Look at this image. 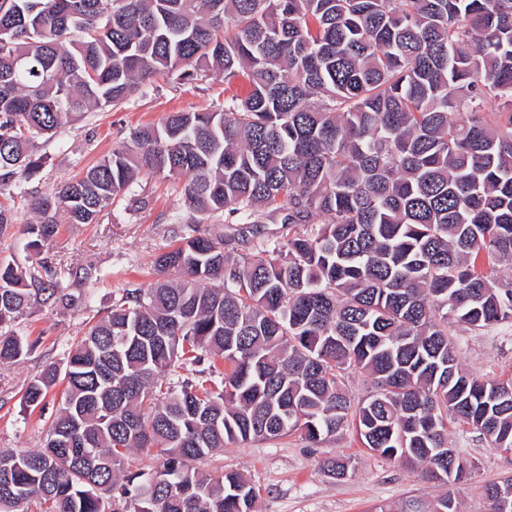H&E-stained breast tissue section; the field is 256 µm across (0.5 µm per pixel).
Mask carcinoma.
<instances>
[{
    "instance_id": "obj_1",
    "label": "carcinoma",
    "mask_w": 512,
    "mask_h": 512,
    "mask_svg": "<svg viewBox=\"0 0 512 512\" xmlns=\"http://www.w3.org/2000/svg\"><path fill=\"white\" fill-rule=\"evenodd\" d=\"M205 67L245 91L134 130L29 203L30 247L61 217L94 223L142 174L189 212L154 286L123 290L28 383V408L60 382L64 397L41 449L0 451V512H257L242 473L194 462L346 428L445 487L372 512H461L471 464L448 455V425L512 451V376L469 374L448 337L512 322L494 275L512 264V0H0V187L39 168L34 137L67 115ZM211 217L230 232L202 233ZM56 276L0 258L1 365L33 351L3 327ZM348 371L374 383L355 404ZM153 448L160 466L133 468ZM483 496L512 512V476Z\"/></svg>"
}]
</instances>
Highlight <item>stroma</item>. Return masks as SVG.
<instances>
[{
    "label": "stroma",
    "mask_w": 512,
    "mask_h": 512,
    "mask_svg": "<svg viewBox=\"0 0 512 512\" xmlns=\"http://www.w3.org/2000/svg\"><path fill=\"white\" fill-rule=\"evenodd\" d=\"M224 74L207 69L190 84L157 77L122 105L107 112H84L68 118L53 141L35 139L39 171L21 186L0 189V203L12 205L15 224L0 233V257L23 266L47 259L57 269L56 286L70 303L59 306L44 295L33 296L13 328L35 340L23 360L0 366V450L42 448L45 434L62 401V388L51 390L36 410H26L23 395L43 365L58 362L89 324L107 314L126 288H150L155 255L172 240L177 227L170 216L184 211L180 195L168 181L140 177L92 224L60 223L56 236L40 251L27 249L24 225L33 213L28 199L45 195L128 140L133 129L159 124L177 111L216 109L224 105ZM96 269L95 277L85 272ZM451 338L463 368L483 379L512 374V323L481 333L454 326ZM450 445L471 463L461 493L463 512H486L485 484L512 475V453L489 447L473 430L451 426ZM350 457L345 478L330 477L325 458ZM198 468L218 476L236 470L258 492L259 512H368L372 505L398 504L410 498L431 500L442 491L422 470L387 461L364 448L352 430H344L320 447H308L300 433L274 440H250L225 447L198 460Z\"/></svg>",
    "instance_id": "obj_1"
}]
</instances>
